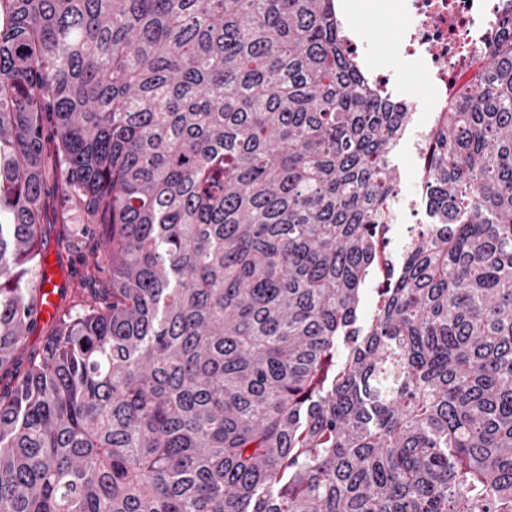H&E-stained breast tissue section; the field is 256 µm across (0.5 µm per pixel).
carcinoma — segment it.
Wrapping results in <instances>:
<instances>
[{
	"mask_svg": "<svg viewBox=\"0 0 512 512\" xmlns=\"http://www.w3.org/2000/svg\"><path fill=\"white\" fill-rule=\"evenodd\" d=\"M48 114L112 287L0 392V512H512V16L365 324L411 112L335 0H0V369Z\"/></svg>",
	"mask_w": 512,
	"mask_h": 512,
	"instance_id": "cac0c4a2",
	"label": "carcinoma"
}]
</instances>
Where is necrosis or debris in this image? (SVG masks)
Returning a JSON list of instances; mask_svg holds the SVG:
<instances>
[{
  "label": "necrosis or debris",
  "instance_id": "4bbe7bcc",
  "mask_svg": "<svg viewBox=\"0 0 512 512\" xmlns=\"http://www.w3.org/2000/svg\"><path fill=\"white\" fill-rule=\"evenodd\" d=\"M400 54L421 64L436 94L429 112L443 111L448 96L484 54L512 0H394Z\"/></svg>",
  "mask_w": 512,
  "mask_h": 512
}]
</instances>
